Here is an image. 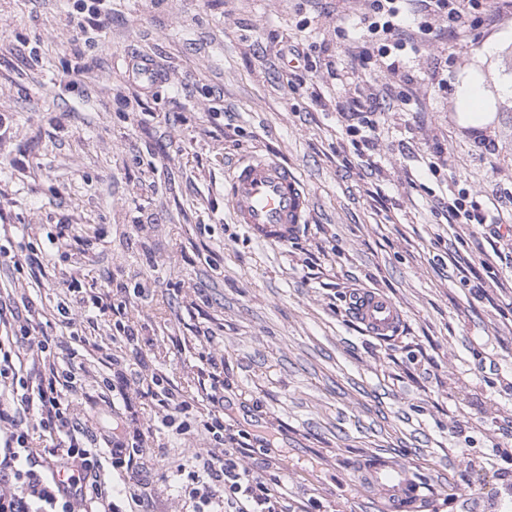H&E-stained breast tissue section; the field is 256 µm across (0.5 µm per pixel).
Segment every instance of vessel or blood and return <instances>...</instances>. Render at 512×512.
Listing matches in <instances>:
<instances>
[{"mask_svg": "<svg viewBox=\"0 0 512 512\" xmlns=\"http://www.w3.org/2000/svg\"><path fill=\"white\" fill-rule=\"evenodd\" d=\"M227 203L237 223L255 240L284 245L305 224L310 200L301 180L286 165L250 156L232 170ZM351 313L363 331L377 337L395 333L404 320L396 301L374 290L356 292ZM365 476L370 487L387 498L389 512H413L417 503L435 492L430 484L418 482L407 465L384 458L370 460Z\"/></svg>", "mask_w": 512, "mask_h": 512, "instance_id": "b4317fda", "label": "vessel or blood"}]
</instances>
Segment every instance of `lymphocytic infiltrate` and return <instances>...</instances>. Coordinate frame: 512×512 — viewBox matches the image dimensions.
Wrapping results in <instances>:
<instances>
[{
	"mask_svg": "<svg viewBox=\"0 0 512 512\" xmlns=\"http://www.w3.org/2000/svg\"><path fill=\"white\" fill-rule=\"evenodd\" d=\"M478 18L492 26L512 20V0H368L359 17L361 38L344 43L343 52L352 63L374 59L365 82L407 89L412 77L401 62L421 58L418 34L431 33L439 22L459 44ZM68 290L70 299L56 307L59 322L73 325L91 308L102 315L117 313L118 331L127 340L137 338V326L124 317L126 303H114L107 292L86 306L74 278ZM50 344L38 312L20 311L14 294H0V512H120L105 477L109 469L132 488L130 512H154L151 494L137 489L145 456L143 427L113 431L110 454L102 456L86 409L72 399L74 378L59 373ZM144 381L147 396L197 447L180 486L185 507L191 512L213 505L219 512H288L270 482L240 466L244 449L225 445L223 372L197 377V393L209 410L196 427L184 420L191 405L177 388L161 385L154 374Z\"/></svg>",
	"mask_w": 512,
	"mask_h": 512,
	"instance_id": "lymphocytic-infiltrate-1",
	"label": "lymphocytic infiltrate"
}]
</instances>
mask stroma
Returning a JSON list of instances; mask_svg holds the SVG:
<instances>
[{
	"label": "stroma",
	"instance_id": "stroma-1",
	"mask_svg": "<svg viewBox=\"0 0 512 512\" xmlns=\"http://www.w3.org/2000/svg\"><path fill=\"white\" fill-rule=\"evenodd\" d=\"M97 7L102 28L89 26ZM322 0H0V248L37 254L17 279L52 314L68 294L55 239L62 221L92 225L82 295L113 281L143 324L136 348L112 339L107 316L54 324L58 370L84 363L75 394L95 432L130 411L152 422L141 482L156 512H179L173 481L188 443L151 399L119 403L141 371L196 395L212 352L224 356V434L263 435L242 458L275 483L290 512H387L361 480L383 456L410 465L435 495L416 512H512V243L494 225L455 233L434 194L465 191L512 223V97L502 57L512 22L478 24L448 52L445 85L411 65L417 92L392 100L374 169L339 115L355 16L311 23ZM294 44L309 67L282 57ZM146 58L162 78L141 86ZM478 82V120L463 91ZM322 105H314L313 95ZM444 162L428 170L426 157ZM288 163L310 197L285 245L250 238L224 188L233 165ZM32 225L22 235L21 225ZM477 266L460 281L449 254ZM488 260L489 269L479 266ZM390 294L401 331L367 335L351 319L359 290ZM109 337L119 365L90 344Z\"/></svg>",
	"mask_w": 512,
	"mask_h": 512
}]
</instances>
